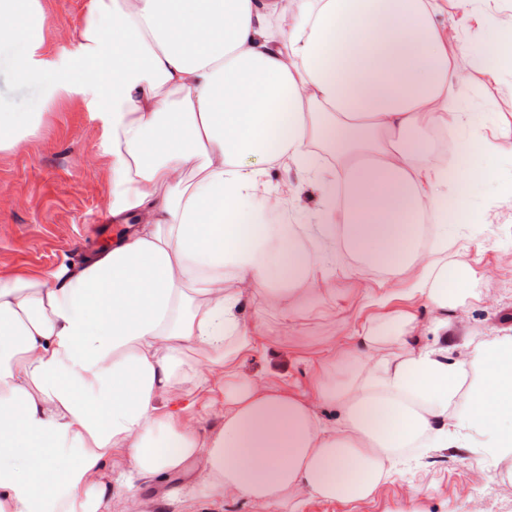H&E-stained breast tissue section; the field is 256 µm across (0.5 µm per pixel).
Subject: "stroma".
<instances>
[{"mask_svg": "<svg viewBox=\"0 0 512 512\" xmlns=\"http://www.w3.org/2000/svg\"><path fill=\"white\" fill-rule=\"evenodd\" d=\"M50 19L43 57L52 66L76 60L74 31L90 0H40ZM18 46L0 47V111L37 112L41 123L21 145L0 150V272L23 268L61 273L104 246L115 226L112 158L101 122L79 96L45 100V86L19 79L12 68ZM483 298L460 307L466 335L481 341L512 332V202L502 205L477 231H461ZM355 307L320 306L298 322L299 335L271 334L266 352L241 367L247 377L269 368L288 372L294 353L316 351L346 335ZM512 512V458L483 461L470 452L432 453L395 474L369 500L344 504L308 501L304 512Z\"/></svg>", "mask_w": 512, "mask_h": 512, "instance_id": "1", "label": "stroma"}]
</instances>
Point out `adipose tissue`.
I'll use <instances>...</instances> for the list:
<instances>
[{
    "mask_svg": "<svg viewBox=\"0 0 512 512\" xmlns=\"http://www.w3.org/2000/svg\"><path fill=\"white\" fill-rule=\"evenodd\" d=\"M493 3L91 0L60 70L40 0H0L15 73L91 92L120 226L65 277H0V512H147L159 474L188 478L177 512H302L412 450L512 456V333L468 345L482 294L448 221L512 201V119L461 108L512 75ZM348 257L380 278L337 287ZM326 298L373 314L294 375H242L268 314L285 334Z\"/></svg>",
    "mask_w": 512,
    "mask_h": 512,
    "instance_id": "1",
    "label": "adipose tissue"
}]
</instances>
